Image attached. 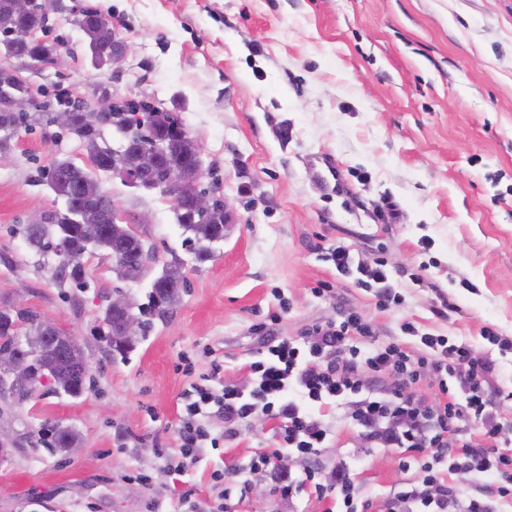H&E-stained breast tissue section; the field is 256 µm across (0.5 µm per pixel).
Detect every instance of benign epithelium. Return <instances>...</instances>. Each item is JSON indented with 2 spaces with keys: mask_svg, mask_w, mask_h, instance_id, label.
<instances>
[{
  "mask_svg": "<svg viewBox=\"0 0 512 512\" xmlns=\"http://www.w3.org/2000/svg\"><path fill=\"white\" fill-rule=\"evenodd\" d=\"M103 42L106 45L119 46V52L112 55V62H117L126 55L128 44L118 38L108 21L102 23ZM0 72L10 78V82L0 85V110L3 112H27L31 109L32 96L29 91H12L9 83H17L21 78L11 69L2 68ZM85 110L95 118L104 120L110 116L117 117L123 111L119 104L108 95L103 94L92 102L84 103ZM136 125L129 122H112L118 145L111 148L112 173L125 182L146 191L158 190L171 197L174 206H179L181 198L190 185L199 186L204 178L201 162L200 145L185 130L178 136L189 142L195 164L189 173L179 169L157 167V162L166 156L169 144L156 141L146 153H137L128 149L127 142ZM220 209L224 212V231H229L230 209L224 196L216 187L198 192L193 199V220L198 224L210 223L211 214ZM146 262L138 266H128L112 259V270L119 278L137 281L141 278ZM105 319L99 325V342L108 349L125 346L135 342L143 330V320L133 312V305L124 297L109 300L105 310ZM41 326L32 333L13 337L16 345L24 347L19 352L14 348L0 350V390L13 392L29 391L40 384L60 390L58 373L52 367L40 362L39 355L45 348L62 349L71 357L79 375H84L90 358L81 346L79 339L66 330L54 332L56 325L47 317H40Z\"/></svg>",
  "mask_w": 512,
  "mask_h": 512,
  "instance_id": "1",
  "label": "benign epithelium"
}]
</instances>
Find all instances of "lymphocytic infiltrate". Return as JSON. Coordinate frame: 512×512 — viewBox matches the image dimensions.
Wrapping results in <instances>:
<instances>
[{"label":"lymphocytic infiltrate","mask_w":512,"mask_h":512,"mask_svg":"<svg viewBox=\"0 0 512 512\" xmlns=\"http://www.w3.org/2000/svg\"><path fill=\"white\" fill-rule=\"evenodd\" d=\"M329 257L338 274L374 289L379 305L397 301L384 262L369 264L343 246L333 248ZM401 329L418 337L421 355L411 356L396 343L375 346L370 325L354 313L297 338L264 337L265 356L248 366L250 387L227 384L218 389L205 380L186 392L179 455L193 460L204 448L223 447L261 413L276 421L279 444L272 452L256 454L251 468L284 470L290 463H303L304 480L318 498L334 494L344 512H367L347 465L324 477L310 465L331 437L330 425L310 406L333 402L346 407L370 447L403 448L425 458L419 480L394 494L386 512H496L488 499L472 498L459 506L457 490L443 476L447 470L474 471L495 479L497 497L512 500V454L506 450L512 428L498 420L485 393L496 359L475 353L467 342L420 333L409 321ZM387 374L397 386L386 394L380 382ZM213 413L224 421L217 436L207 426ZM470 419L479 423L483 444H453L459 422Z\"/></svg>","instance_id":"obj_1"}]
</instances>
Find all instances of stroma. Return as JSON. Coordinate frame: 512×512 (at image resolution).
Listing matches in <instances>:
<instances>
[{"mask_svg": "<svg viewBox=\"0 0 512 512\" xmlns=\"http://www.w3.org/2000/svg\"><path fill=\"white\" fill-rule=\"evenodd\" d=\"M103 14L131 46L116 66H95L78 8ZM46 38L63 54L40 65L0 50L35 105L70 90L79 100L158 105L178 115L202 146L203 187L218 185L233 215L213 256L198 262L171 199L109 173L101 190L159 258L138 282L89 250L85 286L58 283L22 232L36 210L59 207L43 172L57 160L89 161L79 138L56 124L20 129L0 151V306L20 302L75 332L91 358V387L74 398L46 393L17 404L0 398V512H326L310 490L284 497L272 470H249L278 444L272 420L244 427L218 450L174 471L162 453L178 446L183 393L221 364V383L248 386L261 349L256 324L287 303L272 335L359 314L377 345L418 352L421 331L492 351L484 327L512 336V0H60ZM336 162L320 184L315 158ZM429 238L422 248L421 238ZM384 261L398 303L380 309L372 292L343 280L323 248ZM187 281L165 315L126 356L98 340L109 298L134 306L162 265ZM331 292L317 294L320 282ZM454 308L435 314L442 300ZM211 357H203V349ZM334 437L312 465L346 463L368 512L416 478L422 460L370 448L344 408L315 406ZM76 430L66 451L48 452L40 428ZM242 468L244 490L221 499L211 475ZM148 474L141 483L137 474Z\"/></svg>", "mask_w": 512, "mask_h": 512, "instance_id": "stroma-1", "label": "stroma"}]
</instances>
